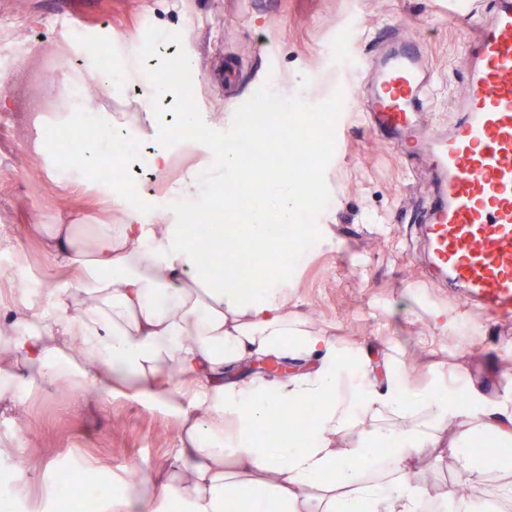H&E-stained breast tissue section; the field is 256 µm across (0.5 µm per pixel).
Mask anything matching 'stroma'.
Listing matches in <instances>:
<instances>
[{
  "instance_id": "1",
  "label": "stroma",
  "mask_w": 512,
  "mask_h": 512,
  "mask_svg": "<svg viewBox=\"0 0 512 512\" xmlns=\"http://www.w3.org/2000/svg\"><path fill=\"white\" fill-rule=\"evenodd\" d=\"M463 16L448 15V0H0V309L38 313L52 291L76 277L53 265L34 224H114L136 211L150 224L174 223L169 192L190 166L210 156L201 143L170 146L166 173H154L146 154L159 145L135 124L119 131L141 151L125 159L101 155L77 168L59 164L54 141L40 161L53 173L31 177L21 166L39 132L30 122L42 102L30 90L39 72L56 111L69 109L67 74L86 79L92 50L106 45L122 69L128 44L142 43L148 27L180 33L181 44L160 46V56L185 49L195 62L193 99L213 129L228 130L237 107L262 84L282 97L321 102L342 96L335 125L338 148L326 169L330 203L317 217L322 238L298 261L291 279L290 312L308 327L326 330L338 343L369 354L372 364L394 365L412 386L439 385L512 405V322L497 323L459 300L457 289L431 270L418 223L434 191L424 159L390 147L361 118L362 77L335 52L345 32L353 51L377 48L392 33L420 43L435 77L427 104L435 122L452 119L465 66L463 41L469 27L493 0H468ZM71 13V32L56 28ZM234 79L225 83L224 69ZM126 171L143 193L131 195L99 172ZM42 284L41 294L18 290L19 274ZM469 422L448 421L440 444L416 453L412 469L426 494L447 491L440 512H459L452 489L460 463L452 442ZM179 413L122 386L89 393L64 380L29 384L23 396L0 401V441L14 454L0 456V483L10 482L13 512H77L79 501L48 498L55 474L69 466L90 476L97 506L100 494H132L131 472L171 462L178 452ZM512 471L489 468L473 490L482 512H512Z\"/></svg>"
}]
</instances>
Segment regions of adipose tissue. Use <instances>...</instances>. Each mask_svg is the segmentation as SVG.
I'll list each match as a JSON object with an SVG mask.
<instances>
[{
  "instance_id": "ef3b65f1",
  "label": "adipose tissue",
  "mask_w": 512,
  "mask_h": 512,
  "mask_svg": "<svg viewBox=\"0 0 512 512\" xmlns=\"http://www.w3.org/2000/svg\"><path fill=\"white\" fill-rule=\"evenodd\" d=\"M300 189L272 206L252 204L248 240L282 250V223ZM54 259L80 277L54 289L38 316L0 311V399L32 379L55 383L64 362L81 365L85 388L128 387L183 417L180 451L166 469L142 481L155 504L188 512H427L413 478V453L437 444L451 418L479 420L506 450L512 470V406L478 399L458 404L443 388L411 390L402 374L377 375L369 359L310 330L288 311L285 272L240 285L226 261L214 277L199 260L217 246L192 240L186 224H147L126 212L118 224H35ZM293 359L286 377L225 381V370L261 358ZM319 404L305 441L281 426L284 405ZM347 445L335 447L336 437ZM388 448L377 464L379 448ZM379 466L389 487L364 479Z\"/></svg>"
}]
</instances>
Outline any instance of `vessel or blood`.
<instances>
[{
    "label": "vessel or blood",
    "instance_id": "obj_1",
    "mask_svg": "<svg viewBox=\"0 0 512 512\" xmlns=\"http://www.w3.org/2000/svg\"><path fill=\"white\" fill-rule=\"evenodd\" d=\"M464 88L447 125L426 128L433 77L417 42L392 37L361 54L368 126L424 152L438 176L420 233L430 263L480 311L512 320V0L471 27Z\"/></svg>",
    "mask_w": 512,
    "mask_h": 512
}]
</instances>
